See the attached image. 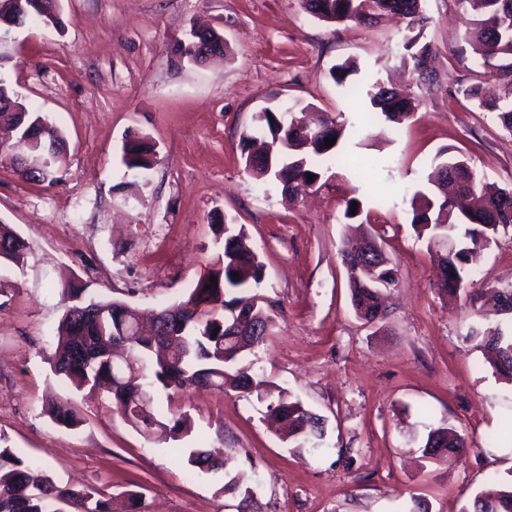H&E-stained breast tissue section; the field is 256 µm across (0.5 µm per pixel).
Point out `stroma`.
<instances>
[{
	"mask_svg": "<svg viewBox=\"0 0 512 512\" xmlns=\"http://www.w3.org/2000/svg\"><path fill=\"white\" fill-rule=\"evenodd\" d=\"M64 30L0 29V77L63 136L59 180L22 179L0 158V222L23 237L24 265L0 262V435L32 469L62 486H90L121 512L142 492L145 512H237L222 476L188 477L184 449L205 443L239 459L255 512H464L495 481L512 479V380L485 359L471 332L495 325L493 291L512 282V228L475 260L463 288H439L437 254L414 230L410 199L437 153L463 157L482 182L512 188V133L476 111L460 86L493 82L466 38L455 0H426L423 42L439 91L412 85L402 124L375 115L351 85L398 78L407 22L328 23L301 0H60ZM223 34L224 57L177 61L193 24ZM353 62L347 84L333 66ZM314 107L344 124L319 181L288 199L276 181L244 171L243 132L266 109ZM157 145L153 169L122 163L128 132ZM358 200L368 224L345 218ZM242 226L263 263L254 290L273 321L244 360L259 389L203 388L161 400L189 413L182 442L146 438L107 396L59 381L48 358L64 311L61 283L150 312L181 300L222 249L215 220ZM365 233L396 270L388 313L372 324L352 308L338 256ZM82 402L69 430L44 410L49 394ZM325 417L324 448L297 454L267 421L279 396ZM457 430L452 463L423 457L428 432Z\"/></svg>",
	"mask_w": 512,
	"mask_h": 512,
	"instance_id": "35a3bbf8",
	"label": "stroma"
}]
</instances>
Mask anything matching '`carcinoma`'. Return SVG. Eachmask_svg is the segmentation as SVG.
I'll return each mask as SVG.
<instances>
[{
	"label": "carcinoma",
	"instance_id": "1",
	"mask_svg": "<svg viewBox=\"0 0 512 512\" xmlns=\"http://www.w3.org/2000/svg\"><path fill=\"white\" fill-rule=\"evenodd\" d=\"M424 0H302L304 9L329 23L371 22L384 14L409 19L408 34L402 39V59L410 65L415 82L432 85L433 77L427 61L431 46L420 42L427 17ZM465 15L466 34L476 38L485 48L483 65L496 71L498 83L487 86L475 83L463 95L480 112H488L501 127L512 133V0H458ZM372 107L386 119L401 123L410 117L407 101L393 88L376 81L366 90ZM13 99L11 84L0 82V125L14 130L19 137L37 138L56 146L52 168L29 173V180L47 183L57 181L59 165L65 157V141L49 134L46 117L31 108L24 112L10 110ZM259 126L242 134L243 146L257 137L274 146L273 169L263 164L245 168L258 180L308 181L307 175L318 179L317 158L334 152L336 145L325 139H341L344 127L317 112L301 116L286 109L267 110L258 117ZM123 163L129 170H149L155 151L147 137L126 138L122 146ZM428 192L418 191L411 198L412 224L421 235L441 238L458 229L456 214L468 224L464 231L469 246L456 252V276L441 282L448 294L457 293L468 275L469 254L479 248L480 236L494 237L499 229L512 226V189L486 192L480 181L460 158L435 157L427 175ZM224 233L223 253L209 270L199 276L186 292L185 298L156 312L158 330L141 332L137 328V310L126 302L96 299L87 294V286L74 282L61 287L65 309L57 329V342L50 356L55 375L76 390L105 388L120 400L125 420L146 437L167 436L179 440L188 436L192 421L188 413L174 410L165 414L156 405L155 394L168 391L187 393L201 385L250 393L261 382L234 369L237 359L269 336L271 319L264 307L253 314V325L239 329L238 337L228 338L224 323L231 316L232 306L253 297L252 285L263 277V265L257 253L245 244V234L232 224L219 225ZM18 234L8 225L0 224V259L22 265L28 253L27 242H17ZM371 267L352 272L350 292L357 315L366 317L375 307L376 295L395 282V269L389 257ZM239 277H234V274ZM217 284H212L211 277ZM209 289H204V286ZM217 336H212V332ZM480 345L496 360L497 370L512 378V336L495 328L480 334ZM47 411L60 427L73 429L85 421L83 411L67 398L46 400ZM267 415L288 425V440L296 452L311 455L320 451L323 438V417L306 409L301 402L283 397L268 407ZM445 436L450 444L464 447L465 440L446 426L428 433L422 456H427L431 440ZM190 472L223 473V489L240 496L245 503L253 494L235 462L207 446L188 450ZM110 512L108 500L97 496L91 488L75 489L58 486L50 477L35 479L30 466L15 449L0 443V512ZM467 512H512V483L495 493L474 497Z\"/></svg>",
	"mask_w": 512,
	"mask_h": 512
}]
</instances>
